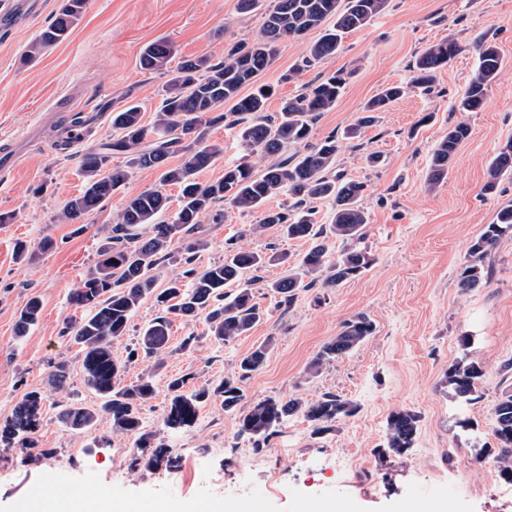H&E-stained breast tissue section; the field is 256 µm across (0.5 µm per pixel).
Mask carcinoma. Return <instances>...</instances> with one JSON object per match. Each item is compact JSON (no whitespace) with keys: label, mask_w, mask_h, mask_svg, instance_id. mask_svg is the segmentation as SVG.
<instances>
[{"label":"carcinoma","mask_w":512,"mask_h":512,"mask_svg":"<svg viewBox=\"0 0 512 512\" xmlns=\"http://www.w3.org/2000/svg\"><path fill=\"white\" fill-rule=\"evenodd\" d=\"M385 4L386 0H274L265 14L259 39L230 45L224 50V60L218 63L199 56L171 72L151 123L142 122V112L136 105L112 113V128L118 134L100 149L80 157L83 189L66 202L59 219L67 224L81 223L126 186L134 168L163 169L162 181L179 189L178 209L172 220L161 221L159 217L169 207V197L162 191L145 190L130 198L114 217L94 268L81 277L69 294V303L81 316L68 324L63 334L80 346L85 383L100 400L96 409L60 406L58 418L70 428L86 430L104 417L112 422V432L132 437L135 447L150 450L148 455H133L132 464L150 468L173 462L170 449L155 443L156 433L146 429L142 417L141 406L155 395L156 381L147 376L125 384L124 374L139 358L158 359L166 352L175 318L188 322L206 313L208 335L226 346L246 335L264 316L254 301L251 282L263 279L261 272L267 265L288 263L286 253L269 256L229 241L224 260L203 270L192 266L193 254L208 247V242L193 232L216 204L222 202L240 212L262 210L261 223L250 225L252 235L276 226L285 238L311 242L288 276L266 284L289 302L301 288L318 282L335 287L360 277L373 265L370 252L359 246L368 224L363 205L367 184L335 173L336 156L342 141L360 138L374 125L378 113L403 97L406 88L399 84L384 87L366 103L362 115L341 137L327 136L311 145V119L336 106L346 89L344 74L335 72L308 85L303 93L282 104L278 118L271 123L263 112L273 88L256 83V79L270 66L281 39L301 38L317 30L319 36L310 44L308 61L327 58L339 51L345 34L368 25ZM86 5L87 0H64L54 21L29 45L26 60L34 61L47 48L65 40ZM476 51L478 66L457 100L459 112H475L483 106L502 66L494 43L480 41ZM457 53L458 45L450 39L427 47L414 62L411 87L430 91L437 74ZM172 55L169 41L156 40L145 47L140 64L147 71L166 72ZM246 85L251 86V92L242 96L240 92ZM226 103L231 104L230 111H220ZM218 123L236 131L237 147L244 155L259 160L277 155L280 160L259 176L252 166L235 162L224 166L222 178L208 183L199 181L198 173L224 154L223 144L206 138L205 128ZM468 137L469 126L460 122L433 147L426 177L428 189H435L448 178V168ZM114 155L126 156L128 166L105 168ZM173 157L177 164L171 166ZM507 172L512 173V142L502 146L489 165L484 191L494 192ZM284 194L294 199L292 207L264 208L271 199ZM318 200L332 205L331 224L325 227L316 226V211L307 206ZM508 236H512V205L499 209L494 221L471 242L459 281L462 290L491 279L492 269L485 264L486 257L499 240ZM331 237L341 241L344 248L331 252L327 244ZM181 239L188 241L185 269L160 289L156 271L171 258L174 243ZM234 283L238 284L234 292L224 291ZM148 298L161 307V315L144 328L126 359L119 361L112 356V344L126 336L131 318ZM40 310L38 299L27 302L17 319V336L26 335L37 322ZM375 331L373 320L365 314L344 321L336 336L309 363V374L316 375L325 365L348 355ZM270 348L268 340L239 357L237 376L227 377L215 386L190 389V375L168 377L169 406L163 425L172 431L191 429L213 397L222 399L225 411H235L242 399L238 382L263 367ZM499 373L505 387L492 409V434L497 441L495 462L499 477L512 483V358L500 364ZM483 376L480 361L462 358L448 365L444 384L457 397L476 403L482 398L478 388ZM43 401L44 396L36 390L23 396L11 418L0 424V446L37 448L44 457L53 454L54 449L47 447L38 434ZM358 412L357 403L333 393L311 402L267 397L239 415L237 436L252 442L258 450L295 415L302 416L316 436ZM419 422L420 416L411 410L391 412L385 445L378 454L404 455L415 445Z\"/></svg>","instance_id":"1"}]
</instances>
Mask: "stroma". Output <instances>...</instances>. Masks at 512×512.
<instances>
[{
    "mask_svg": "<svg viewBox=\"0 0 512 512\" xmlns=\"http://www.w3.org/2000/svg\"><path fill=\"white\" fill-rule=\"evenodd\" d=\"M62 0H42L39 9L10 31H0V148L24 155L14 171L0 173V423L10 418L29 391L45 396L40 433L55 454L30 457L28 449L0 447V512H21L31 491L54 501L72 490L71 512H301L304 504L330 505L335 512H512V484L498 476L493 460L475 463L480 450L495 448L492 407L502 389L498 368L512 358V237L501 239L489 257L490 282L462 292L460 273L470 243L512 204V174L503 175L495 193L483 190L487 168L499 148L512 141V0H387L366 27L344 39L340 50L308 62L310 37L284 38L260 82L274 94L266 110L276 116L282 101L304 86L343 70L351 78L335 108L314 121L313 137L342 133L355 123L365 103L390 83L408 85L416 57L431 44L455 40L460 53L438 75L432 91L409 88L380 113L362 138L344 142L336 169L368 185L364 206L368 225L362 241L373 256L370 270L335 288L315 286L291 304L261 284L252 291L266 315L232 346L206 333L205 317L174 320L162 367L142 359L125 381L140 376L190 375L191 386L233 376L237 359L263 341L272 347L263 368L241 382L238 412L210 399L196 425L185 432L164 427L165 389L142 407L158 442L176 457L174 467H131L132 438L112 432L109 420L76 432L56 419L55 405L69 401L94 408L98 397L86 386L77 344L63 336L76 312L68 296L98 259L102 228L112 224L128 197L163 189L177 210V187L163 185L157 169L134 170L122 192L87 216L84 223L58 222L64 203L83 186L80 155L112 136V114L139 106L151 121L164 96L167 77L139 64L145 45L170 40L175 61L224 58L235 41H254L263 11H242L238 0H88L87 9L61 43L34 62H25L29 44L55 18ZM496 44L503 61L498 82L476 112H460L455 102L476 64L475 42ZM295 79H288L289 70ZM88 117L85 142L59 144L74 115ZM469 138L459 147L448 178L427 190L426 171L434 145L457 123ZM383 162L370 166L369 154ZM261 212L228 210L221 223L205 219L208 241L196 252L203 269L224 258V242L241 236L257 251L297 258L309 247L289 240L278 228L249 234ZM56 246L40 252L44 238ZM26 242L33 261L16 257ZM39 298L41 316L26 336L16 321L30 298ZM376 325L373 336L318 375L308 366L342 322L358 313ZM196 335L192 348L185 336ZM478 359L485 375L482 397L466 403L444 387L453 360ZM68 361L70 380L50 389L48 376ZM356 401L359 412L333 430L312 436L307 422L293 416L262 450L237 436L238 413L267 397L313 401L326 393ZM417 412L415 445L399 457L380 458L388 415Z\"/></svg>",
    "mask_w": 512,
    "mask_h": 512,
    "instance_id": "obj_1",
    "label": "stroma"
}]
</instances>
